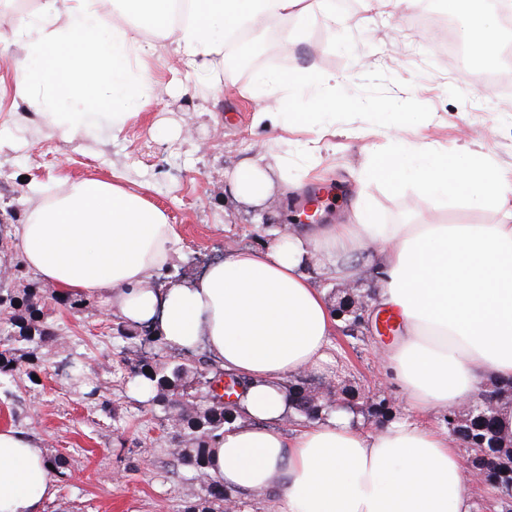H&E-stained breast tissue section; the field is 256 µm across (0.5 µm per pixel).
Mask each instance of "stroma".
<instances>
[{
	"mask_svg": "<svg viewBox=\"0 0 512 512\" xmlns=\"http://www.w3.org/2000/svg\"><path fill=\"white\" fill-rule=\"evenodd\" d=\"M415 11L403 2L390 13L366 0L358 24L349 25L324 0H310L309 18L291 15L261 30L255 66L219 79L202 73L185 81L171 46L159 42L153 69L173 91L148 100L115 139H60L34 114L0 99V225L24 222L32 185L50 193L63 178L101 179L141 187L164 210L182 245L173 276L194 278L231 249L262 247L282 218L236 202L224 171L250 161L256 143L270 137L253 122L262 74L302 69L322 72L331 92L300 91L277 106L310 115L288 137L284 208L325 187L324 224L347 223L359 195L375 224L495 223L493 209L452 194L425 195L412 176L394 184L370 176L396 138L430 145L438 159L476 156L491 169H512V100L480 79L482 64L460 68L438 51L436 33ZM106 311L95 298L79 313L50 305L47 321L65 346L43 348L38 382L21 371L0 378V427L36 436L47 456L66 458L71 476L56 483L44 512H183L204 486L173 456L161 407L136 397L127 341L118 317ZM395 339L380 332L376 308L368 306L362 326L337 327L332 363L307 381L354 394L363 430L375 427L381 401L389 419L446 428L440 411L409 413L403 388L383 374L379 354Z\"/></svg>",
	"mask_w": 512,
	"mask_h": 512,
	"instance_id": "1",
	"label": "stroma"
}]
</instances>
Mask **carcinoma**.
<instances>
[{"mask_svg":"<svg viewBox=\"0 0 512 512\" xmlns=\"http://www.w3.org/2000/svg\"><path fill=\"white\" fill-rule=\"evenodd\" d=\"M41 281L31 280L21 290L0 288V377L12 376L25 368L28 379L41 371L40 348L56 340V333L46 321ZM198 365L177 364L168 367L163 361H140L136 376L153 383L154 401L163 404L166 421L175 438L188 431L191 447L177 448L174 455L192 467L194 479L207 484L208 499L188 508L187 512H218L224 502V488L207 478L211 444L223 434L229 423L224 407L215 404L219 395L214 390L202 394L190 376L198 373ZM305 387L290 388L293 413L310 416L311 407L303 396ZM499 411L486 418L476 415L453 429L456 440L471 445L474 454L470 458L471 470L482 481L502 495L512 497V475H506L501 460L512 465V437L501 434L498 428Z\"/></svg>","mask_w":512,"mask_h":512,"instance_id":"cac0c4a2","label":"carcinoma"}]
</instances>
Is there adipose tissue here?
<instances>
[{
  "instance_id": "ef3b65f1",
  "label": "adipose tissue",
  "mask_w": 512,
  "mask_h": 512,
  "mask_svg": "<svg viewBox=\"0 0 512 512\" xmlns=\"http://www.w3.org/2000/svg\"><path fill=\"white\" fill-rule=\"evenodd\" d=\"M302 0H41L11 39L8 88L66 140L91 126L119 134L157 84L155 41L171 40L185 77L224 70L229 32L298 11ZM135 17L117 26L109 10ZM393 172L413 169L427 194L493 206V224H372L355 199L345 224L279 230L262 248L228 252L192 279L151 284L170 270L180 237L166 213L123 186L64 181L39 195L21 224L26 265L61 293L103 299L129 325L148 328L186 354L206 347L245 380L238 417L213 444L208 476L243 494H273L276 512H472L459 443L410 420L368 431L339 409L291 432L288 378L331 360L337 321L306 271L352 279L350 257L372 247L376 304L396 310L404 334L382 357L411 412L478 397L486 378L512 381V172L464 158L445 165L426 147L397 142ZM288 180V160L269 152L229 176L241 204L265 206ZM54 495L39 438L0 429V512H43Z\"/></svg>"
}]
</instances>
